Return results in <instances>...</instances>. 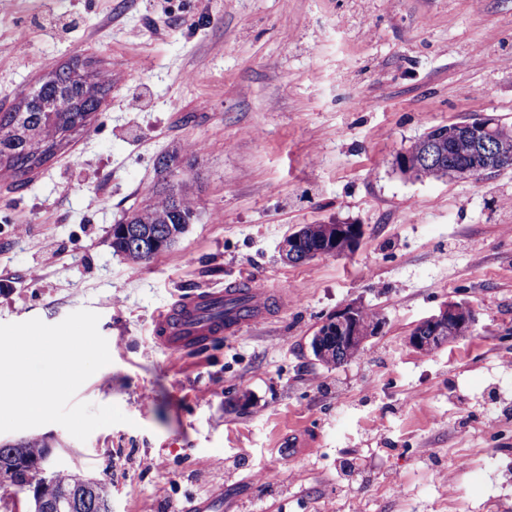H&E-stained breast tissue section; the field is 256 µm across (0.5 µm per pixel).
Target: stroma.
Returning <instances> with one entry per match:
<instances>
[{
  "label": "stroma",
  "instance_id": "35a3bbf8",
  "mask_svg": "<svg viewBox=\"0 0 512 512\" xmlns=\"http://www.w3.org/2000/svg\"><path fill=\"white\" fill-rule=\"evenodd\" d=\"M74 61L110 69L112 88L27 183L0 171V324L97 313L111 362L75 399L128 421L83 442L31 428L56 469L105 481L112 512L215 491V512H512V168L417 180L395 166L438 126L512 128V0H0V109ZM171 154L198 217L130 265L112 226ZM307 224L365 233L348 255L282 261ZM245 280L287 304L203 350L154 348L174 294ZM450 300L474 310L470 333L413 351ZM350 303L383 330L324 365L310 340Z\"/></svg>",
  "mask_w": 512,
  "mask_h": 512
}]
</instances>
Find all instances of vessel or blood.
Segmentation results:
<instances>
[{"label": "vessel or blood", "instance_id": "b4317fda", "mask_svg": "<svg viewBox=\"0 0 512 512\" xmlns=\"http://www.w3.org/2000/svg\"><path fill=\"white\" fill-rule=\"evenodd\" d=\"M228 297L245 298L247 306L244 313L229 320L222 314ZM272 302L269 289L253 284L224 290H191L178 295L155 316L152 339L156 347L166 351L200 350L267 319Z\"/></svg>", "mask_w": 512, "mask_h": 512}]
</instances>
